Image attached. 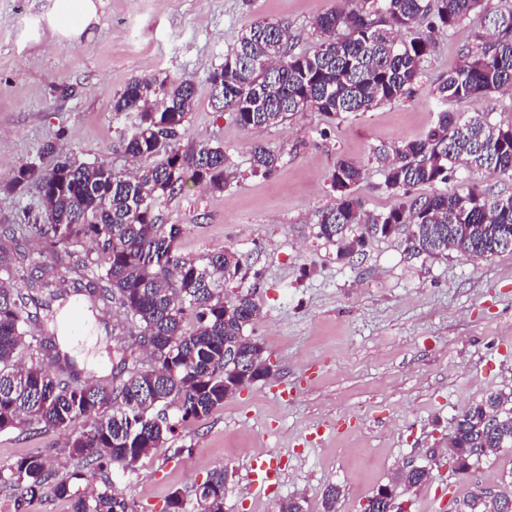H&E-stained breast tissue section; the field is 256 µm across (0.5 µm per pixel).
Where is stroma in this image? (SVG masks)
<instances>
[{
	"label": "stroma",
	"instance_id": "obj_1",
	"mask_svg": "<svg viewBox=\"0 0 512 512\" xmlns=\"http://www.w3.org/2000/svg\"><path fill=\"white\" fill-rule=\"evenodd\" d=\"M341 0H100L99 19L77 39L51 42L44 21L50 0H0V182L26 163L49 169L41 150L118 172L164 161L132 158L125 143L131 117L114 115L112 100L135 77L188 78L195 105L178 147L206 140L223 145L236 172L223 192L194 182L158 199L161 223L180 224L178 252L197 258L222 248L242 270L227 291L257 289L260 317L247 326L273 365V377L225 399L208 417L177 426L165 447L134 472L104 475L139 512H167L179 493L196 512V489L212 471L233 481L224 512H275L279 501L306 499L322 512L327 486L342 490L339 512H362L376 490L404 466L427 465L468 405L512 392V253L470 260L455 251L408 254L410 226L370 239L350 259L317 236V214L333 206L330 175L337 159L362 166L351 193L383 213L400 199L384 188L385 168L374 151L423 137L440 110L489 113L512 124V92L440 102L433 89L475 41L478 18L435 35L431 57L413 94L369 111L296 113L286 123L246 130L211 104L206 77L256 20L287 24L294 52L320 40L319 16ZM279 156L270 176L253 173L251 149ZM36 192L0 190V225L42 222ZM119 310L83 306V336L73 358L85 375L112 380L118 363L109 325ZM66 433L26 426L0 433V468L39 453L59 479L82 468L65 449ZM284 455L280 485L251 489L253 457ZM426 481L405 496L407 512H454L477 488H512V448L482 457L462 476L448 465L429 467Z\"/></svg>",
	"mask_w": 512,
	"mask_h": 512
}]
</instances>
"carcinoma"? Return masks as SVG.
I'll use <instances>...</instances> for the list:
<instances>
[{
	"label": "carcinoma",
	"instance_id": "cac0c4a2",
	"mask_svg": "<svg viewBox=\"0 0 512 512\" xmlns=\"http://www.w3.org/2000/svg\"><path fill=\"white\" fill-rule=\"evenodd\" d=\"M347 2L350 6L315 21L321 41L308 53L287 50L288 25L251 24L208 74L214 108L231 113L249 130L281 125L309 108L340 115L402 100L431 56V33L449 32L473 16L481 19L475 44L433 93L441 101H460L512 89L511 6L492 12L483 0ZM402 29L414 36L398 39ZM194 99L191 81L167 76L134 77L113 99V112L136 115L126 145L131 157L167 151L155 166L124 175L104 162L65 157L47 174L21 165L0 186L7 192L35 187L44 211L53 214L51 223L34 226L27 250L60 248L55 264L22 289L11 284L12 266L25 255L0 247V433L32 425L64 430L69 454L84 461L69 480L56 479L39 455L1 468L0 484L21 490L14 512H22L27 498L45 489L71 499L72 512H137L135 503L108 481L92 495L74 491L70 481H88L111 464L135 471L143 457L166 444L174 420H201L224 405V383L245 387L267 377L262 345L244 335L261 313L256 291L224 292V281L241 270L239 260L227 249L201 258L178 255L183 225L160 224L155 215L159 197L181 191L188 179L222 192L234 178L220 145L176 147ZM278 159L263 145L252 147L257 174H272ZM376 159L385 165V189L403 202L386 213H368L350 194L363 168L338 160L331 175L336 204L317 220L318 237L336 245L338 258L353 257L368 239L389 237L403 224L413 225L409 242L415 255L433 257L452 248L466 258L484 259L512 252V196L494 197L475 187L412 195L420 185L446 184L475 172L512 177V125L493 123L485 112L463 118L441 110L424 137L380 150ZM79 237L94 240L98 251L68 250ZM71 295L88 297L95 308H120L125 324L112 335L122 347L126 335L144 343L150 362L121 359L107 390L80 379L55 335L26 342L28 328L42 321L53 302ZM23 349L29 364L19 360ZM46 361L61 373L46 368ZM448 437L456 448L453 468L460 474L478 462L467 449L496 453L512 448V392L490 393L467 406ZM428 471L425 466L400 470L389 485L408 491L423 483ZM229 477L226 468L213 471L197 488V503H208L209 512H224ZM463 504V512L494 508L474 493Z\"/></svg>",
	"mask_w": 512,
	"mask_h": 512
}]
</instances>
